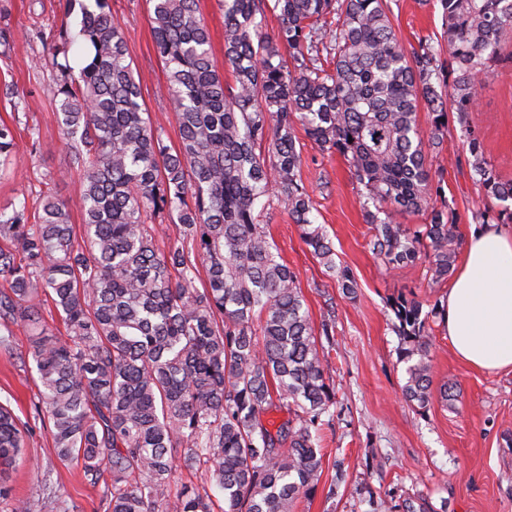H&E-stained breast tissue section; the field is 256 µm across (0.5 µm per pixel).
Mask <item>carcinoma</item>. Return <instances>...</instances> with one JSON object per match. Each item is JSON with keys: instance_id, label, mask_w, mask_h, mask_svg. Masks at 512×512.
<instances>
[{"instance_id": "1", "label": "carcinoma", "mask_w": 512, "mask_h": 512, "mask_svg": "<svg viewBox=\"0 0 512 512\" xmlns=\"http://www.w3.org/2000/svg\"><path fill=\"white\" fill-rule=\"evenodd\" d=\"M149 2L179 146L163 143L141 102L109 0L52 33L44 63L57 73L58 123L82 174V233L55 194L43 196L35 220L24 198L0 209V348L13 327L29 328L34 419L90 484L109 471L107 512H294L316 492L319 434L336 392L296 274L273 252L258 207L283 202L314 256L354 293L352 273L336 268L332 242L314 227L300 127L342 155L364 187L377 258L394 268L423 254L429 280H447L460 217L432 203L442 189L426 150L443 152L449 115L466 124L478 91L512 62V0H440L445 44L421 39L409 50L390 0H223L231 84L214 64L197 0ZM269 10L274 36L263 32ZM79 42L87 57L76 74ZM422 104L433 114L426 140ZM21 140L0 123V157ZM468 147L485 198L501 203L475 218L511 224L512 181L499 178L472 131ZM419 213L416 228L397 221ZM164 215L196 242L195 255L159 249L147 219ZM44 296L66 336L47 324ZM425 306L403 294L391 304L408 363L403 396L420 409L432 402L430 323L443 311L438 300ZM283 404L295 418L273 432L262 416ZM31 431L0 405L1 501L11 497L5 467L26 453ZM179 468L201 484H178Z\"/></svg>"}]
</instances>
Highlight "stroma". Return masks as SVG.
I'll return each instance as SVG.
<instances>
[{
  "instance_id": "obj_1",
  "label": "stroma",
  "mask_w": 512,
  "mask_h": 512,
  "mask_svg": "<svg viewBox=\"0 0 512 512\" xmlns=\"http://www.w3.org/2000/svg\"><path fill=\"white\" fill-rule=\"evenodd\" d=\"M111 6L144 105L164 144L177 147V118L158 95L165 67L156 52L148 0H112ZM73 21L69 0H0V29L14 34L9 47L0 46V120L34 132L0 174V207L22 196L33 202L39 192H50L69 200L71 221L78 225L81 174L58 130L56 74L40 64L48 44L37 36ZM391 21L407 46L443 35L438 0H397ZM469 128L477 132L496 174L512 181V63L498 67L480 90L467 127L450 123L448 149L430 161L434 181L461 217L463 236L474 213L487 204L467 162ZM297 146L315 224L332 241L337 265L352 271L356 288L342 292L335 272L314 257L284 205L265 211L260 222L297 276L324 375L336 390L333 419L320 434L324 457L317 490L298 503L296 512H399L402 501L415 496L446 512H512V371L466 366L455 356L443 325L435 322L430 330L433 381L448 385L454 398L433 401L423 410L405 402L406 364L399 356L390 300L403 293L432 302L447 286L430 282L426 260L391 269L377 259L363 216L364 188L345 159L323 151L302 132ZM29 349L28 329L17 327L9 350H0V404L24 420L32 419L38 400ZM338 460L346 481L335 488ZM9 484L15 497L30 502L32 512H51L46 499L51 489L75 504L76 512H106L99 489L87 482L80 464L58 459L50 433L40 425Z\"/></svg>"
}]
</instances>
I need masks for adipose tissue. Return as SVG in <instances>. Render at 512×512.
Instances as JSON below:
<instances>
[{
    "label": "adipose tissue",
    "instance_id": "1",
    "mask_svg": "<svg viewBox=\"0 0 512 512\" xmlns=\"http://www.w3.org/2000/svg\"><path fill=\"white\" fill-rule=\"evenodd\" d=\"M442 304V323L464 364L512 370V225H471L464 262Z\"/></svg>",
    "mask_w": 512,
    "mask_h": 512
}]
</instances>
